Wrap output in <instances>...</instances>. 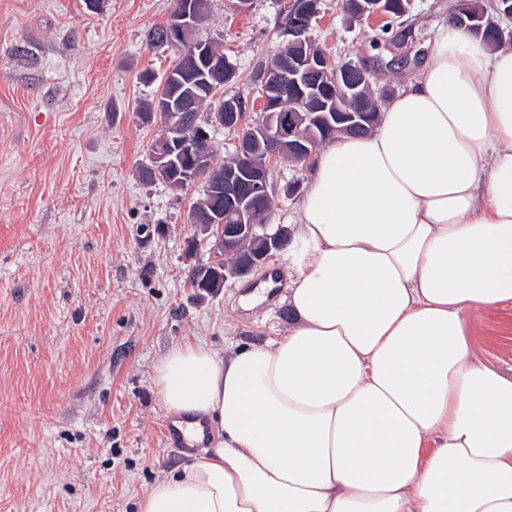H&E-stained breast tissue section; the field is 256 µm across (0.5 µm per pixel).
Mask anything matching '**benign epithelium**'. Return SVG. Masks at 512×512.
Segmentation results:
<instances>
[{"label":"benign epithelium","instance_id":"benign-epithelium-1","mask_svg":"<svg viewBox=\"0 0 512 512\" xmlns=\"http://www.w3.org/2000/svg\"><path fill=\"white\" fill-rule=\"evenodd\" d=\"M319 14L316 0H301L288 16V58L281 64L265 71L263 102L269 111L252 124L246 123L244 113L233 104L216 112L207 113L206 121L186 127L182 121L172 120L176 113H167L161 143L170 152H179L190 158L195 166L206 169L210 185L217 195L216 203L207 215L208 223L202 224L196 215L189 214L188 223L199 232L212 238L210 257L193 264L200 274V289L214 294L229 279L240 278L266 263L271 253L281 249L283 240L290 236L288 227L279 224L274 228L267 224H255L253 211L269 196L270 169L268 162L279 156L283 141L299 158H310V144L316 135L315 126H333L351 133L363 122L370 121L371 114L364 98L370 84V71L360 63L337 62L317 51L307 32L308 19ZM175 34L196 28L191 3L185 2L171 22ZM345 88L355 101V108L347 112L327 113L331 101L330 92ZM293 93L304 103L303 110L277 112L280 98ZM225 128L240 134L238 153L224 169L207 168V161L196 152L197 142L209 137L212 129ZM265 146L266 162L253 160V149ZM236 221L226 223V216ZM239 254L232 266L224 262L225 256Z\"/></svg>","mask_w":512,"mask_h":512}]
</instances>
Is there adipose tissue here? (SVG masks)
Here are the masks:
<instances>
[{"mask_svg": "<svg viewBox=\"0 0 512 512\" xmlns=\"http://www.w3.org/2000/svg\"><path fill=\"white\" fill-rule=\"evenodd\" d=\"M294 223L288 331L157 363L215 440L137 512H512V367L475 347L512 305V47L441 27L374 129L313 156Z\"/></svg>", "mask_w": 512, "mask_h": 512, "instance_id": "obj_1", "label": "adipose tissue"}]
</instances>
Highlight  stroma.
Masks as SVG:
<instances>
[{
    "label": "stroma",
    "mask_w": 512,
    "mask_h": 512,
    "mask_svg": "<svg viewBox=\"0 0 512 512\" xmlns=\"http://www.w3.org/2000/svg\"><path fill=\"white\" fill-rule=\"evenodd\" d=\"M234 3L211 0L197 36L223 43L254 122L262 68L283 45L284 0ZM457 3L411 0L391 24L320 0L311 36L336 61L368 64L385 104ZM172 10L173 0H104L97 12L84 0H0V512H135L185 459L163 432L159 359L195 339L227 357L290 324L287 276L263 302L243 301L287 253L201 295L189 271L210 244L187 216L202 186L138 178L160 133L140 112L174 59L144 35ZM272 177L268 221L291 225L309 171L277 159ZM476 348L512 365L511 309L484 315Z\"/></svg>",
    "instance_id": "35a3bbf8"
}]
</instances>
